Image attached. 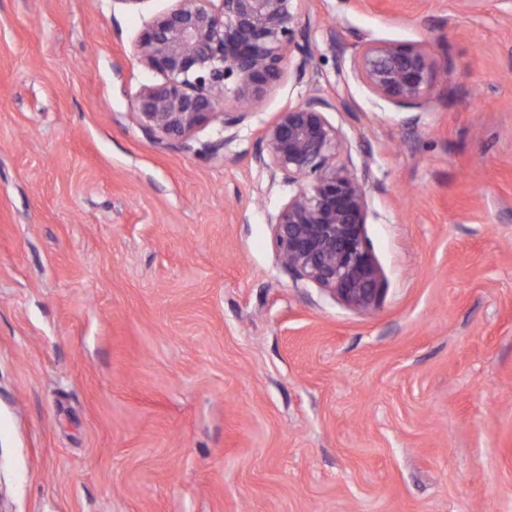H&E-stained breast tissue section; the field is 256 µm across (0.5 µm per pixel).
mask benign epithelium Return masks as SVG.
I'll use <instances>...</instances> for the list:
<instances>
[{
  "label": "benign epithelium",
  "instance_id": "obj_1",
  "mask_svg": "<svg viewBox=\"0 0 512 512\" xmlns=\"http://www.w3.org/2000/svg\"><path fill=\"white\" fill-rule=\"evenodd\" d=\"M296 0H172L141 30L139 62L162 81L136 103L137 121L151 136L183 143L211 125L242 123L279 81L285 55L308 54L298 28ZM357 79L379 98L418 108L431 97L439 68L420 44L359 41L351 60ZM231 95L232 109L219 110ZM328 101L312 96L279 113L265 128L258 161L292 188L270 218L276 255L296 280L316 285L358 312L377 309L387 280L366 235L369 168L356 174L336 165L339 130Z\"/></svg>",
  "mask_w": 512,
  "mask_h": 512
}]
</instances>
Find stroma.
I'll return each instance as SVG.
<instances>
[{
  "label": "stroma",
  "mask_w": 512,
  "mask_h": 512,
  "mask_svg": "<svg viewBox=\"0 0 512 512\" xmlns=\"http://www.w3.org/2000/svg\"><path fill=\"white\" fill-rule=\"evenodd\" d=\"M171 0H0V512H512V0H297L309 63L218 145L147 135ZM448 76L403 109L356 36ZM334 106L385 272L279 263L264 128Z\"/></svg>",
  "instance_id": "35a3bbf8"
}]
</instances>
